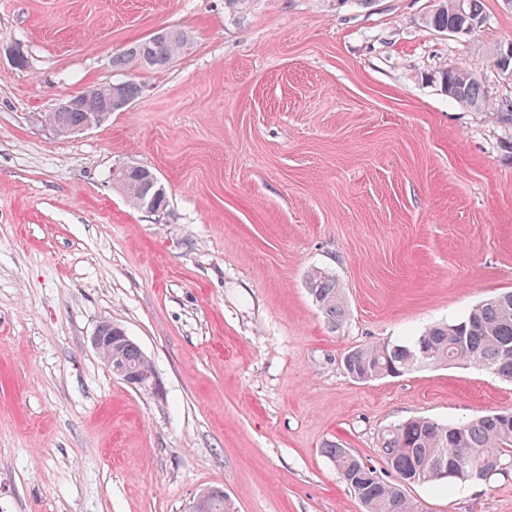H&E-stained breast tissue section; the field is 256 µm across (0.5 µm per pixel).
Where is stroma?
<instances>
[{"instance_id": "35a3bbf8", "label": "stroma", "mask_w": 512, "mask_h": 512, "mask_svg": "<svg viewBox=\"0 0 512 512\" xmlns=\"http://www.w3.org/2000/svg\"><path fill=\"white\" fill-rule=\"evenodd\" d=\"M439 0H0V512H362L323 453L385 471L379 434L427 417L512 412V383L465 364L359 382L342 358L460 319L512 290V123L442 90L490 51L512 7L482 0L466 36L424 27ZM164 27L192 40L134 73L126 111L68 137L46 117L117 80L112 58ZM22 53L19 67L11 57ZM151 169L158 212L116 166ZM335 275L332 329L306 286ZM114 322L155 388L91 344ZM419 512H512V472ZM117 168L114 169L116 171ZM112 171V181L117 184V187L124 191L128 201L137 208L144 209L148 212H154L156 209L157 198L161 195H165V191L161 184L153 176L150 187H154V191L151 195L146 196L143 200L142 197L145 192H149L151 189L148 188V180L146 175L139 169H132L126 171L123 174H115ZM142 200V203H141ZM197 510V511H193ZM193 512H233L232 504L224 492L211 489L198 497L192 506Z\"/></svg>"}]
</instances>
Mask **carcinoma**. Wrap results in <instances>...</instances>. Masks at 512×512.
<instances>
[{
  "label": "carcinoma",
  "instance_id": "carcinoma-1",
  "mask_svg": "<svg viewBox=\"0 0 512 512\" xmlns=\"http://www.w3.org/2000/svg\"><path fill=\"white\" fill-rule=\"evenodd\" d=\"M471 22H484L482 0H440L438 7L423 18L425 27L445 34ZM189 41L187 31L166 27L163 35L152 34L114 56L112 67L129 73L162 68ZM441 85L449 97L462 104L478 107L485 102L482 83L468 68L443 72ZM109 106L103 89L91 86L85 89L82 106L63 117L77 126L96 112L108 111ZM112 181L137 208L149 191L146 175L138 169L114 173ZM307 288L327 324L333 329L341 327L347 319V306L336 278L326 271L313 270L307 277ZM117 361L144 380L154 376L142 350L129 337L112 339V362ZM450 362L474 364L512 381V291L479 303L454 323L433 325L401 342L369 343L348 351L343 358L344 369L359 382ZM379 452L391 474L389 479L338 443L323 448L334 462L338 478L353 492L364 512H416L407 498V487L441 484L451 490L471 480H487L500 474V466L512 463V413H494L456 424L425 417L408 419L383 429ZM192 509L233 512L229 499L219 489L200 495Z\"/></svg>",
  "mask_w": 512,
  "mask_h": 512
}]
</instances>
